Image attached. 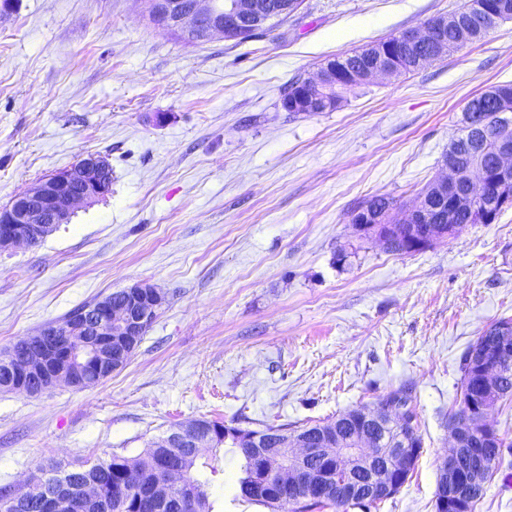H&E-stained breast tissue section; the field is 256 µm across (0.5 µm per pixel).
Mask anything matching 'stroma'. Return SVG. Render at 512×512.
Wrapping results in <instances>:
<instances>
[{
	"label": "stroma",
	"mask_w": 512,
	"mask_h": 512,
	"mask_svg": "<svg viewBox=\"0 0 512 512\" xmlns=\"http://www.w3.org/2000/svg\"><path fill=\"white\" fill-rule=\"evenodd\" d=\"M465 0H303L242 43L190 44L140 0H0V207L96 153L112 192L38 246L0 251V350L136 283L165 302L128 364L36 397L0 390V495L48 460L144 455L196 419L261 430L328 422L406 386L422 450L373 512H435L460 402V359L512 318V207L394 254L351 219L408 207L445 172L469 102L512 82V21L409 73L288 112L294 79ZM214 512L237 496L221 451ZM475 512H512V451Z\"/></svg>",
	"instance_id": "stroma-1"
}]
</instances>
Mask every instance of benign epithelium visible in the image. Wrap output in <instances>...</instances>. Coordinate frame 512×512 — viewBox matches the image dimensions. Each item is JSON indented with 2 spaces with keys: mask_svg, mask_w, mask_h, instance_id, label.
<instances>
[{
  "mask_svg": "<svg viewBox=\"0 0 512 512\" xmlns=\"http://www.w3.org/2000/svg\"><path fill=\"white\" fill-rule=\"evenodd\" d=\"M149 19L187 39L207 41L221 34L228 41H244L258 27L278 21L298 10L300 0L268 7L259 0H144ZM454 37H446L447 32ZM484 28L462 21L459 15L437 16L429 26L412 28L403 37L405 45L431 47L438 56L471 42ZM366 63L357 77L371 80L379 75L406 71L396 61L390 46L379 41L366 48ZM336 69L325 65L314 79L305 80L307 92L294 97V112H319L325 108L322 92L336 85ZM469 129H478L484 142L501 144L507 129L489 127L477 112L468 114ZM448 174L429 183L415 204L405 211L407 222H390L391 210L374 199L352 217L359 235L378 240L386 249L394 240L400 253L424 250L449 239L463 228L462 216L477 223L488 222L486 198L489 183L495 184L500 206L512 204V151L478 152L465 160L446 162ZM112 191L110 163L101 155L89 154L73 166L39 181L15 195L0 208V250L23 243H41L59 225L69 223L71 207L97 201ZM162 295L146 284H133L112 292L54 327H45L11 345L3 357L4 375L0 390L39 396L64 383L82 389L99 383L125 367L131 353L145 335ZM512 362V327H500L495 344L478 353L474 372L480 393L460 401L461 413L451 427L453 448L445 458L438 480L436 512H467L469 497L484 486L497 457L492 442L497 432L487 423L489 411L503 375L502 367ZM393 417L383 407L365 410L360 426L349 441L337 424L352 422L344 414L313 435L281 430L264 434L215 426L195 420L153 443L165 450L164 460L154 455L150 467L163 464L167 478L154 485L142 512H162L174 489L181 491L184 512H197V503L179 463L203 445L224 446L229 442L251 457L255 490L283 505L336 494L341 501L359 499L370 503L390 498L405 484L416 465L418 449L402 441L392 448L376 447V431ZM87 512H110L98 495V484L90 478L72 480L64 474L51 484L46 497L34 504L38 512H71L76 505Z\"/></svg>",
  "mask_w": 512,
  "mask_h": 512,
  "instance_id": "obj_1",
  "label": "benign epithelium"
}]
</instances>
